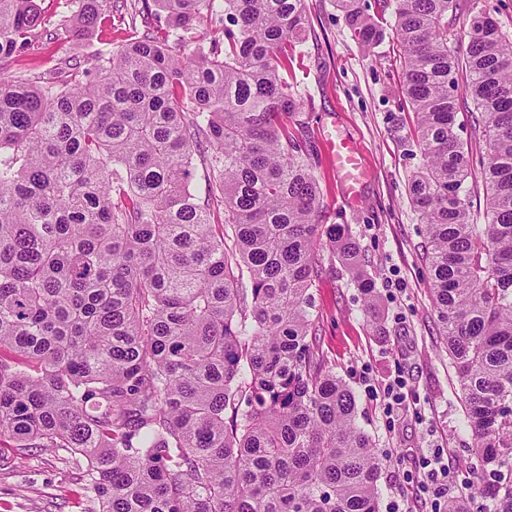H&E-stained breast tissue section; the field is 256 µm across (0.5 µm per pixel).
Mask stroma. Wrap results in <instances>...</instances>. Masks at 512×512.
<instances>
[{
	"instance_id": "35a3bbf8",
	"label": "stroma",
	"mask_w": 512,
	"mask_h": 512,
	"mask_svg": "<svg viewBox=\"0 0 512 512\" xmlns=\"http://www.w3.org/2000/svg\"><path fill=\"white\" fill-rule=\"evenodd\" d=\"M308 27L297 45L292 79L307 96L297 132L309 142L323 191L322 221L348 225L363 270L376 282L380 329L369 325L363 297L340 260L323 258L312 293L320 346L336 375L356 395L359 423L384 456L379 488L382 512L407 497L408 475L421 455L439 449L457 472L459 493L479 468L471 454L460 392L431 306L419 213L408 198V179L419 166L409 130L414 115L401 94V49L393 36L367 52L352 36L336 0H305ZM128 0H104L90 38L62 34L37 39L17 69L34 73L69 59L86 62L98 50L117 49L131 26ZM337 121L363 156L369 180L361 200L342 197L322 147V132ZM403 379L406 400L386 413L381 389ZM88 480L61 448L34 449L17 460L0 454V512H85Z\"/></svg>"
}]
</instances>
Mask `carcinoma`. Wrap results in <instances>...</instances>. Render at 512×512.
<instances>
[{
  "label": "carcinoma",
  "instance_id": "obj_1",
  "mask_svg": "<svg viewBox=\"0 0 512 512\" xmlns=\"http://www.w3.org/2000/svg\"><path fill=\"white\" fill-rule=\"evenodd\" d=\"M102 0H0V442L85 464L87 512H379L383 460L317 349L320 251L374 283L290 125L304 0H143L164 16L90 66L4 72L39 37L91 35ZM392 8L423 157L432 305L479 483L444 512H512V35L459 0ZM355 39L385 32L337 0ZM208 18L222 37L202 42ZM474 105L458 133V74ZM205 196L192 189L197 168ZM486 221L466 189L475 169Z\"/></svg>",
  "mask_w": 512,
  "mask_h": 512
}]
</instances>
